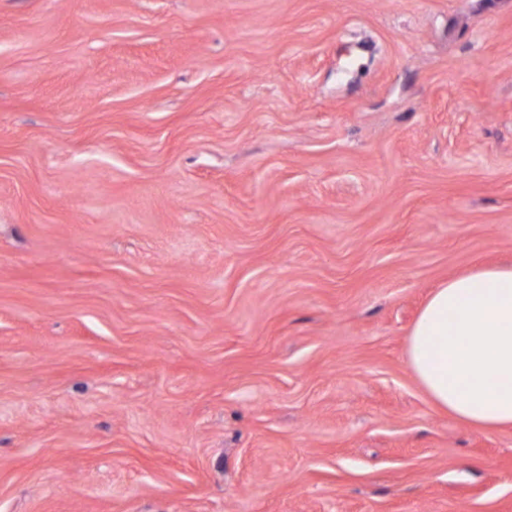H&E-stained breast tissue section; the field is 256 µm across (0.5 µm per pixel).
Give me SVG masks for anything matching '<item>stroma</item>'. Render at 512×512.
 I'll return each instance as SVG.
<instances>
[{"instance_id":"35a3bbf8","label":"stroma","mask_w":512,"mask_h":512,"mask_svg":"<svg viewBox=\"0 0 512 512\" xmlns=\"http://www.w3.org/2000/svg\"><path fill=\"white\" fill-rule=\"evenodd\" d=\"M512 265V0H0V512H512L407 334Z\"/></svg>"}]
</instances>
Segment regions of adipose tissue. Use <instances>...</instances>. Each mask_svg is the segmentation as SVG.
Listing matches in <instances>:
<instances>
[{
  "label": "adipose tissue",
  "instance_id": "obj_1",
  "mask_svg": "<svg viewBox=\"0 0 512 512\" xmlns=\"http://www.w3.org/2000/svg\"><path fill=\"white\" fill-rule=\"evenodd\" d=\"M406 357L438 409L481 432L512 429V267L478 268L435 288Z\"/></svg>",
  "mask_w": 512,
  "mask_h": 512
}]
</instances>
